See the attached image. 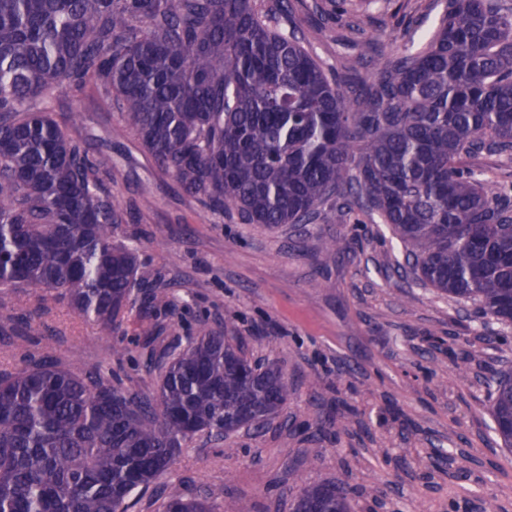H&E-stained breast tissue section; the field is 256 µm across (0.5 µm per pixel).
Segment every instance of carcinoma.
Listing matches in <instances>:
<instances>
[{"instance_id": "obj_1", "label": "carcinoma", "mask_w": 512, "mask_h": 512, "mask_svg": "<svg viewBox=\"0 0 512 512\" xmlns=\"http://www.w3.org/2000/svg\"><path fill=\"white\" fill-rule=\"evenodd\" d=\"M443 0L435 30L371 79L342 83L293 27L299 0H0V288L52 289L103 334L132 310V249L112 162L58 117L68 90L117 107L185 194L244 224H311L320 205L378 217L418 278L512 325V184L464 163L512 159V7ZM157 395L43 357L0 370V512H130L182 441L276 414L288 377L202 329L164 362ZM492 417L512 447V372ZM162 512H217L162 493ZM350 512L335 485L292 512Z\"/></svg>"}]
</instances>
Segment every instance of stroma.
Segmentation results:
<instances>
[{"label":"stroma","mask_w":512,"mask_h":512,"mask_svg":"<svg viewBox=\"0 0 512 512\" xmlns=\"http://www.w3.org/2000/svg\"><path fill=\"white\" fill-rule=\"evenodd\" d=\"M344 8L340 39L307 42L343 79L375 70L359 63L355 42L378 40L382 56H394L407 28L428 33L440 15L430 0H408L401 18L378 0ZM63 102L82 115L83 137L112 147V190L131 212L115 235L137 248L145 293L168 304L163 345L216 330L291 385L264 425L187 439L159 485L209 495L219 512H290L286 489L327 481L351 489L353 512H512V451L490 414L492 383L512 370V327L404 270L401 243L364 213L341 218L327 204L311 224L240 223L187 196L118 111L77 92ZM332 239L345 242L341 253L326 252ZM148 322L140 300L121 334L106 336L54 295L0 288V368L47 355L150 395L155 375L127 356ZM488 330L505 341L488 345Z\"/></svg>","instance_id":"1"}]
</instances>
